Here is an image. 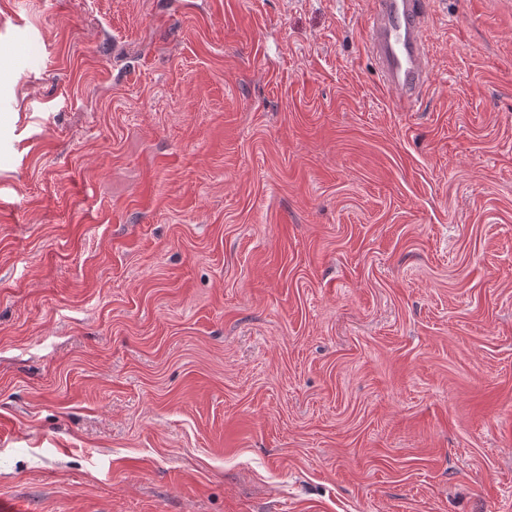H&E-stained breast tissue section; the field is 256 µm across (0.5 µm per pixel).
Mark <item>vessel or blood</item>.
Instances as JSON below:
<instances>
[{
  "label": "vessel or blood",
  "instance_id": "b4317fda",
  "mask_svg": "<svg viewBox=\"0 0 512 512\" xmlns=\"http://www.w3.org/2000/svg\"><path fill=\"white\" fill-rule=\"evenodd\" d=\"M365 27L385 84L401 102L415 101L431 78L423 0H371Z\"/></svg>",
  "mask_w": 512,
  "mask_h": 512
}]
</instances>
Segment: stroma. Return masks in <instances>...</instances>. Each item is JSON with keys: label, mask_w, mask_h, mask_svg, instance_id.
<instances>
[{"label": "stroma", "mask_w": 512, "mask_h": 512, "mask_svg": "<svg viewBox=\"0 0 512 512\" xmlns=\"http://www.w3.org/2000/svg\"><path fill=\"white\" fill-rule=\"evenodd\" d=\"M0 0V512H505L512 0ZM367 45L399 101H415L431 78L422 0H371Z\"/></svg>", "instance_id": "obj_1"}]
</instances>
